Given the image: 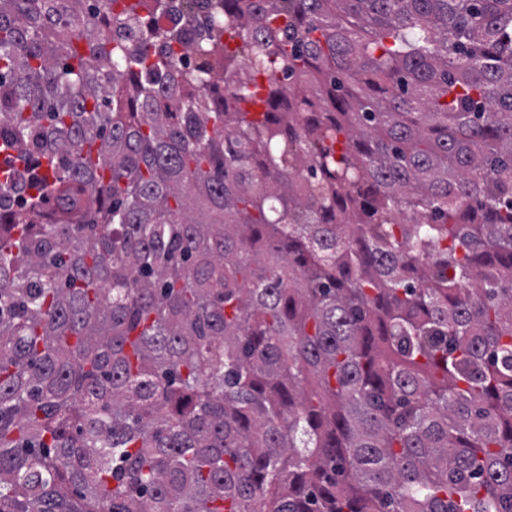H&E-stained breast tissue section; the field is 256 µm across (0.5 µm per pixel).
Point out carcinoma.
Returning a JSON list of instances; mask_svg holds the SVG:
<instances>
[{
	"instance_id": "1",
	"label": "carcinoma",
	"mask_w": 512,
	"mask_h": 512,
	"mask_svg": "<svg viewBox=\"0 0 512 512\" xmlns=\"http://www.w3.org/2000/svg\"><path fill=\"white\" fill-rule=\"evenodd\" d=\"M0 168V512H512V0H0Z\"/></svg>"
}]
</instances>
